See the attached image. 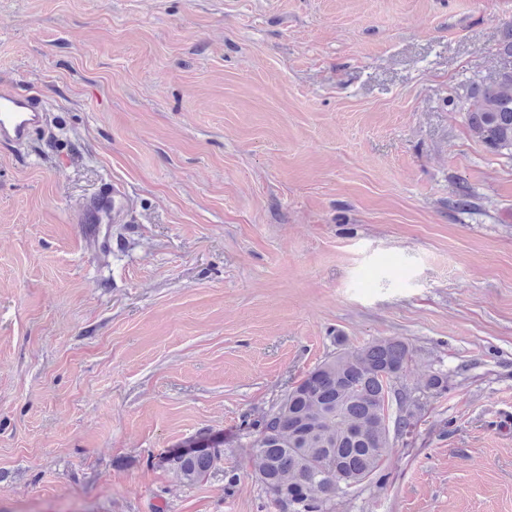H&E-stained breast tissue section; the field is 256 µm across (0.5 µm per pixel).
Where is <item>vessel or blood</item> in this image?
I'll use <instances>...</instances> for the list:
<instances>
[{"mask_svg": "<svg viewBox=\"0 0 512 512\" xmlns=\"http://www.w3.org/2000/svg\"><path fill=\"white\" fill-rule=\"evenodd\" d=\"M51 114L35 96L0 86V143L19 145L45 130ZM128 201L126 189L119 183L105 184L85 205L78 217L89 240H96L104 224L120 223Z\"/></svg>", "mask_w": 512, "mask_h": 512, "instance_id": "vessel-or-blood-1", "label": "vessel or blood"}]
</instances>
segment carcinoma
<instances>
[{
    "label": "carcinoma",
    "instance_id": "obj_1",
    "mask_svg": "<svg viewBox=\"0 0 512 512\" xmlns=\"http://www.w3.org/2000/svg\"><path fill=\"white\" fill-rule=\"evenodd\" d=\"M471 136L494 152L512 153V67L475 83L465 97ZM412 358L407 343L375 339L320 362L268 411L247 421L254 435L252 464L273 512H333L336 497H347L369 481L392 449L390 432H413L418 400L396 389ZM448 389V374L437 371L421 391ZM394 427L385 424L392 404ZM224 443L205 440L190 451L165 457L180 481L205 480L224 456Z\"/></svg>",
    "mask_w": 512,
    "mask_h": 512
}]
</instances>
